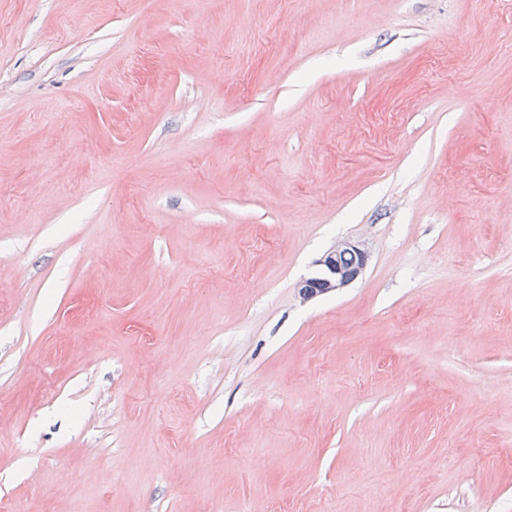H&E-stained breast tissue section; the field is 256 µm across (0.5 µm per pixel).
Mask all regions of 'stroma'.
<instances>
[{
	"instance_id": "1",
	"label": "stroma",
	"mask_w": 512,
	"mask_h": 512,
	"mask_svg": "<svg viewBox=\"0 0 512 512\" xmlns=\"http://www.w3.org/2000/svg\"><path fill=\"white\" fill-rule=\"evenodd\" d=\"M0 512H512V0H0ZM346 256L350 262H344ZM369 254L359 241L345 240L328 250L318 262L317 272L300 283L303 301L348 287L363 273Z\"/></svg>"
}]
</instances>
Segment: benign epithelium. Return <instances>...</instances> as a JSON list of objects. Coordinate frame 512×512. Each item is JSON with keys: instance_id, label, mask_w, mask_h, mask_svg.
Masks as SVG:
<instances>
[{"instance_id": "obj_1", "label": "benign epithelium", "mask_w": 512, "mask_h": 512, "mask_svg": "<svg viewBox=\"0 0 512 512\" xmlns=\"http://www.w3.org/2000/svg\"><path fill=\"white\" fill-rule=\"evenodd\" d=\"M369 254L359 241L336 244L318 260L317 272L300 283L303 301L348 287L363 273Z\"/></svg>"}]
</instances>
